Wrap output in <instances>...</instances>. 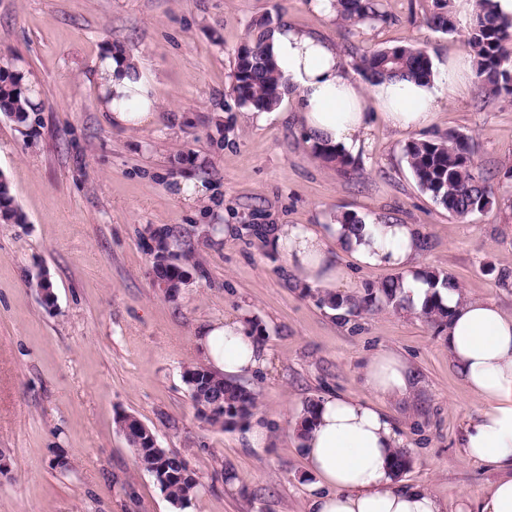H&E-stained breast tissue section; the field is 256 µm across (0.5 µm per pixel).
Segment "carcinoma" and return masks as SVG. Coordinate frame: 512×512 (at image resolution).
I'll list each match as a JSON object with an SVG mask.
<instances>
[{"label": "carcinoma", "mask_w": 512, "mask_h": 512, "mask_svg": "<svg viewBox=\"0 0 512 512\" xmlns=\"http://www.w3.org/2000/svg\"><path fill=\"white\" fill-rule=\"evenodd\" d=\"M337 13L354 24L372 25L384 19L382 0H335ZM427 24L443 34L458 30L451 0H434V11ZM267 25H261L242 44L235 57L232 92L240 108L270 110L282 98L280 77L272 58L266 53L263 36ZM465 43L474 56L475 77L486 97L512 93V20L504 21L494 12L493 0H476L472 20L465 32ZM353 66L374 78L405 77L413 80L431 76V59L417 46H396L366 51L352 57ZM30 84L15 58L5 59L0 66V112L19 126L27 124L30 113L41 111V105L30 99ZM313 155L340 172L354 168V162L334 149L322 145L311 147ZM404 158L421 192L449 215L464 218L483 211L492 204L493 190L479 172L468 138L454 131L433 140L413 139L403 147ZM22 215L14 202L8 179H0V222L18 223ZM150 253L154 259L156 278L166 284L167 294L176 295L182 285L183 271L189 258L171 252L168 232L151 236ZM400 278H391L370 285L357 298H344L330 292L318 293L319 304L331 310L345 309L357 313L380 303L395 309L405 307L400 295ZM421 315L430 323L441 325L448 318V309L437 290L427 295ZM193 404L219 401L221 409L207 418L213 426L229 427L228 420H243L255 408L252 393L240 383L224 379L205 366L185 372ZM140 466L145 471L163 465L177 472L185 459L162 448H141ZM194 471L174 477L166 485L167 498L173 503L190 500L198 491Z\"/></svg>", "instance_id": "1"}]
</instances>
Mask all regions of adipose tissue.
Listing matches in <instances>:
<instances>
[{
	"label": "adipose tissue",
	"instance_id": "adipose-tissue-1",
	"mask_svg": "<svg viewBox=\"0 0 512 512\" xmlns=\"http://www.w3.org/2000/svg\"><path fill=\"white\" fill-rule=\"evenodd\" d=\"M266 44L307 144L351 157L368 149L375 120L393 130L427 127L472 73L470 56L461 52L435 62L425 80L364 82L333 43L288 21L271 28ZM96 81L112 92L99 109L113 126L142 128L155 120V88L137 54L106 47ZM269 238L303 288L341 286L349 278L341 259L348 256L364 268L402 271L401 294L410 309L421 310L430 291L418 272L420 235L412 224L373 217L354 229L335 213L323 224L276 225ZM441 295L448 308L441 327L448 356L465 386L484 401L465 430V457L501 473L485 498L463 503L459 512H512V314L456 288ZM196 343L205 364L230 380L254 374L269 359L240 318L203 327ZM364 382L370 399L323 396L301 440L306 466L317 477L306 512H443L425 487L396 482L391 467L404 440L376 401L408 394L406 363L390 353L373 355Z\"/></svg>",
	"mask_w": 512,
	"mask_h": 512
}]
</instances>
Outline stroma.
<instances>
[{
    "instance_id": "stroma-1",
    "label": "stroma",
    "mask_w": 512,
    "mask_h": 512,
    "mask_svg": "<svg viewBox=\"0 0 512 512\" xmlns=\"http://www.w3.org/2000/svg\"><path fill=\"white\" fill-rule=\"evenodd\" d=\"M309 0H0V56L17 57L41 92L28 126L0 114V173L22 220L0 224V512H305L307 473L293 421L329 393L366 396L365 361L405 360L408 397L383 408L413 458L401 481L428 488L444 512L482 499L499 473L465 460L461 438L481 400L448 360L439 327L415 311L379 306L336 318L286 276L270 239L248 224H317L335 212L417 225L425 271L512 313V94L479 105L469 82L423 129L376 123L370 146L343 173L313 157L296 123L245 125L232 94L238 47L257 24L292 23L335 41L343 55L421 46L463 50L459 32L426 24L433 0H383L374 25L327 20ZM125 45L159 85L156 121L112 128L92 77L106 46ZM468 136L492 204L449 216L416 185L402 147L448 131ZM195 180L209 195L186 202ZM241 225L216 238L212 226ZM197 263L175 297L159 288L151 232ZM47 274L54 299L32 282ZM244 318L269 350L245 378L252 415L228 429L200 419L185 380L199 365L201 326ZM137 417L178 453L199 487L173 505L116 423ZM268 427L269 444L248 432Z\"/></svg>"
}]
</instances>
